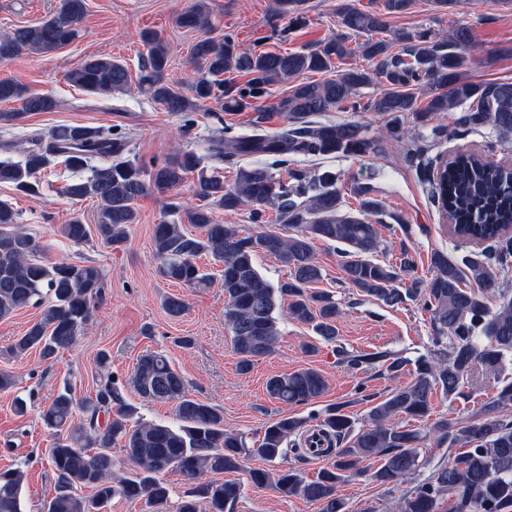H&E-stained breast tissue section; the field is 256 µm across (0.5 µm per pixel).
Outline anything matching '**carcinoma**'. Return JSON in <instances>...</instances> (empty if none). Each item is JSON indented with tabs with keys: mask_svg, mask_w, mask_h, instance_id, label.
<instances>
[{
	"mask_svg": "<svg viewBox=\"0 0 512 512\" xmlns=\"http://www.w3.org/2000/svg\"><path fill=\"white\" fill-rule=\"evenodd\" d=\"M384 12L362 11L351 3L337 9L341 34L323 45L302 51L277 53L255 45L243 49L233 32L215 40L203 37L191 48L195 65L193 82L183 89L165 79L168 63L166 42L154 33L143 36L146 56L140 65L139 87L164 111L181 116L189 129L196 112L215 103L225 112H257L252 133L238 134L230 127L224 136L210 141L208 152L217 162L266 155L281 164L299 158L342 154L363 157L375 148L367 125L359 121L321 122L312 117L334 110H371L387 116L384 137L397 145L409 137L404 117L411 112L425 125L442 113L456 112L455 130L489 129L495 142L512 138V82L481 84L464 76L467 52L473 44L470 28L458 26L448 39L422 30L400 32L391 39H372L388 32L387 18L407 12L412 0H384ZM86 0H61L60 8L41 25L18 26L0 39V60L22 53H48L72 43L86 15ZM210 0H194L178 18L179 26L204 30L212 26ZM370 36L363 45L365 57L377 61L375 72L335 70L336 62L351 53L352 35ZM404 44L403 54L390 51L392 43ZM330 73L318 81H301L282 97L271 100L270 87L305 73ZM245 77L230 83L224 75ZM68 80L91 93H112L127 88L128 67L110 57H91L70 71ZM383 82L386 91L361 104L359 89ZM424 87L427 101L402 91ZM0 103L12 108L0 111V122L23 119L33 112H51L57 102L47 95L31 94L19 83L0 80ZM269 112L285 115L289 127L274 136L261 123ZM127 153V134L60 125L47 136L35 134L18 160L0 159V183L25 195L38 192V175L59 164L81 173L62 192L76 201L99 204L96 229L103 241L119 246L127 241L137 221L135 201L151 192L166 196L192 180L199 205L181 210L171 202V220L154 225L152 247L158 272L166 280L188 288H206L211 275L198 263L208 256L221 267L224 318L232 332L237 368L248 373L255 363L271 356L281 338L284 319L312 327L327 342L336 340L340 314L333 295L311 288L320 282L322 269L315 258L318 242L335 244L344 262L349 287L387 306L422 299L430 313L433 349L414 362V378L391 391L371 407L362 426L339 407L322 416L286 415L271 422L254 448L242 434L224 428V412L186 393L181 373L157 352L140 356L129 383L148 400L174 403L175 423L163 425L128 421L135 409L120 402L112 375L100 379L95 396L82 404L80 424L72 426L76 401L69 389L59 393L41 412L43 424L53 431L49 461L56 474L54 495L46 512H101L119 496L145 502L147 512H231L241 495L237 480L223 474L243 472L256 487H271L283 497L301 496L317 505L318 512H349L338 493L340 484L364 474L360 463L378 458L371 474L381 486L410 483L397 504V512H441L444 499L453 501L449 512H512V377L504 374L512 358V168L489 163L474 155H459L442 164L441 155L420 156L425 166L437 170L431 183V199L447 214L458 237L477 241L484 248L458 259L445 251L431 253V277L411 280L397 287L409 262L400 267L376 259L380 248L377 225L370 216L381 209L380 200L365 187L355 189L359 210H342L337 177L331 171L291 173V182L276 178L265 166H240L232 184L224 182L221 168L201 167L202 158L191 150L178 151L162 161L144 162ZM251 207L255 224L267 222L268 210L295 233L285 237L274 230L244 234L234 224H223L214 208L235 210ZM194 226L189 232L182 221ZM61 234L74 244L85 242L90 229L78 217L62 225ZM47 245L17 224L13 208L0 202V320L21 308H42L40 317L19 336L11 352L21 355L37 350L49 360L74 347L102 297L104 279L93 264L42 259ZM272 256L289 268L288 279L272 283L259 270L256 258ZM163 307L171 318L187 309L185 299L169 296ZM342 361L354 369L378 366L400 371L409 360L388 350L365 354L343 352ZM495 380L493 395L463 423L438 417L429 435L440 445L464 449L451 464L437 466L431 475L416 480L426 461L421 458L423 436L400 425V420L427 421L433 394L462 396V388L477 371ZM327 390L323 374L314 368L274 375L266 383L267 394L285 405L308 404ZM326 443L321 453L331 462L316 479L305 481L293 468H244L248 456L268 463L284 457L310 454L295 439L308 431ZM120 447L136 468L129 477L113 473L112 448ZM177 473L188 484L182 497L170 505L171 487L166 479ZM25 471H0V512H23ZM82 488L93 494L84 497Z\"/></svg>",
	"mask_w": 512,
	"mask_h": 512,
	"instance_id": "cac0c4a2",
	"label": "carcinoma"
}]
</instances>
